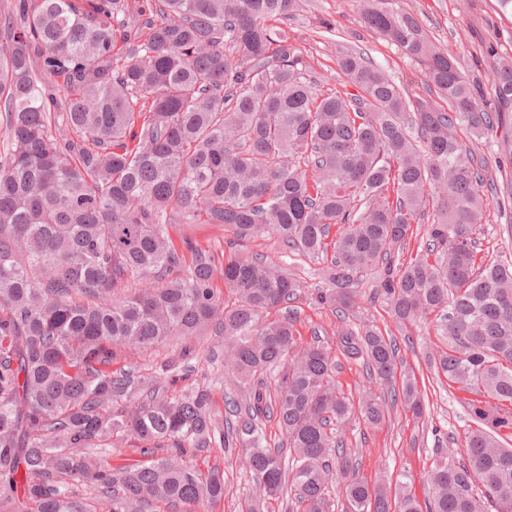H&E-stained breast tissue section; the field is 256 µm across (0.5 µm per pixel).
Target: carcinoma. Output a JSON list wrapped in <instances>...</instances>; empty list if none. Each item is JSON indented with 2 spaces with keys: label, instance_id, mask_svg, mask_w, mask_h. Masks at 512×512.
<instances>
[{
  "label": "carcinoma",
  "instance_id": "cac0c4a2",
  "mask_svg": "<svg viewBox=\"0 0 512 512\" xmlns=\"http://www.w3.org/2000/svg\"><path fill=\"white\" fill-rule=\"evenodd\" d=\"M367 28L425 67L448 110L408 92L365 53L336 50L356 93H319L288 31L267 25L296 0H7L0 5V508L130 512L148 502L202 507L224 473L182 464L241 448L259 490L245 512L288 497V512H420L408 476L391 493L358 476L339 429L351 407L336 354L365 365L388 405L419 417L398 347L365 325L336 344L297 336L303 282L265 254L214 255L171 243V224H220L229 248L271 235L323 264L318 301L357 318L373 274L397 326L434 318L449 349L430 365L476 398L464 459L427 472L429 512H512V259L481 254L484 178L459 127L483 137L499 113L417 20L364 0ZM512 102V64L494 65ZM422 249L404 257L415 225ZM237 301L224 304L216 272ZM215 327L228 416L202 384L165 395L158 378L112 371L119 348L147 349ZM275 421L282 444L266 440ZM132 440L142 459L114 466Z\"/></svg>",
  "mask_w": 512,
  "mask_h": 512
}]
</instances>
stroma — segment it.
<instances>
[{
    "instance_id": "35a3bbf8",
    "label": "stroma",
    "mask_w": 512,
    "mask_h": 512,
    "mask_svg": "<svg viewBox=\"0 0 512 512\" xmlns=\"http://www.w3.org/2000/svg\"><path fill=\"white\" fill-rule=\"evenodd\" d=\"M396 11L412 14L431 39L460 63L468 78L479 80L483 98L495 103L496 98L488 73L499 60L512 58V12L502 10L498 0H386ZM359 0H297L288 17L278 20L287 29L291 43L298 48L307 65L310 78L320 92L348 91L336 66V49L344 45L365 51L371 60L398 85L415 96L428 95L424 66L407 57L400 49L366 28L360 17ZM505 127L495 129L483 138H473L465 128L458 137L469 146L484 167L487 181L495 183L498 193L490 198L487 222L481 237L483 248L493 254L512 257V105L502 109ZM169 236L175 246L191 240L215 256L228 251L232 232L217 224H174ZM244 253H262L278 262L288 272L297 274L308 287L306 297L296 302L297 329L303 339L313 334L335 338L342 324L331 308L317 303L314 289L324 287L319 263L282 249L275 239L261 237L246 241ZM374 280L360 287L358 320L379 328L383 334L401 338L387 312L383 299L374 298ZM413 347L402 348L397 368L399 373L414 374L419 388L429 401L421 419H413L402 407L390 409L381 425H367L356 408L369 387V379L361 363L339 359L336 383L355 411L344 429L348 448L356 453L359 474L368 483L396 482L401 473H409L412 491L421 508H429L430 493L426 474L434 459L449 454L459 456L470 427L464 400L466 394L445 377L429 368L426 355L447 348L449 340L441 336L435 321L421 322L412 328ZM191 354H184L179 343H165L151 349H130L116 361L114 368H124L141 376H150L164 362H173L179 380L171 391L181 394L192 387L212 381L215 411L226 416L224 391L228 382L213 375L208 353L224 355V340L207 332L192 339ZM187 464L207 467L220 465L228 485L224 500L212 512H239L245 500L254 497L256 486L252 476L235 464V458L221 449L187 457Z\"/></svg>"
}]
</instances>
